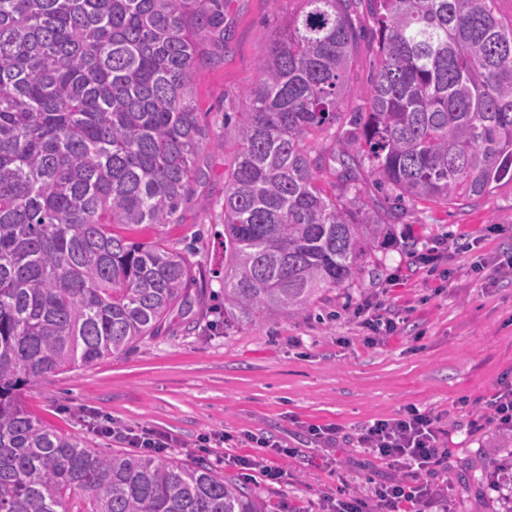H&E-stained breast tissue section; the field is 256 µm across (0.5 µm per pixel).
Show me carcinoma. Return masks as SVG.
Listing matches in <instances>:
<instances>
[{"instance_id": "obj_1", "label": "carcinoma", "mask_w": 512, "mask_h": 512, "mask_svg": "<svg viewBox=\"0 0 512 512\" xmlns=\"http://www.w3.org/2000/svg\"><path fill=\"white\" fill-rule=\"evenodd\" d=\"M294 2L247 111L224 116L226 319L302 314L416 202L512 183V20L495 0H370L368 28L357 0ZM216 34L228 46L224 0H0V512H271L203 461L103 454L19 397L192 313L186 258L120 230L177 223L207 136L191 74ZM363 39L368 106L345 115ZM369 178L383 217L362 207Z\"/></svg>"}]
</instances>
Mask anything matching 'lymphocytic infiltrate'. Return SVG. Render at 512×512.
I'll list each match as a JSON object with an SVG mask.
<instances>
[{
	"label": "lymphocytic infiltrate",
	"instance_id": "lymphocytic-infiltrate-1",
	"mask_svg": "<svg viewBox=\"0 0 512 512\" xmlns=\"http://www.w3.org/2000/svg\"><path fill=\"white\" fill-rule=\"evenodd\" d=\"M355 443L388 461L399 474L376 486L371 497L348 491L328 498L327 512H406L412 505L427 512H448L447 500L428 479L440 463L442 441L436 417L410 407L397 418L363 427Z\"/></svg>",
	"mask_w": 512,
	"mask_h": 512
}]
</instances>
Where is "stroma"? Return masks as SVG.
I'll return each mask as SVG.
<instances>
[{
    "label": "stroma",
    "instance_id": "35a3bbf8",
    "mask_svg": "<svg viewBox=\"0 0 512 512\" xmlns=\"http://www.w3.org/2000/svg\"><path fill=\"white\" fill-rule=\"evenodd\" d=\"M288 9V0H224L228 48L202 60L192 78L209 130L197 158L207 178L183 200L178 223L126 233L187 257L196 314L172 316L130 351L24 387L22 405L107 452L127 444L98 432L100 421L168 433L176 443L166 458L201 457L219 472L225 456L257 455L253 439L274 441L288 453L265 463L282 469L283 480L257 470L247 478L273 512H322L324 498L343 489L371 494L394 470L353 439L363 425L413 406L439 420L445 459L430 480L451 484L456 512H507L483 464L512 465V430L486 410L500 381L512 380L511 184L464 206L418 202L394 237L374 242L349 287L306 313L223 320L219 203L234 150L224 141V115L245 111L244 92ZM367 303L399 313V332L366 343L354 311ZM328 424L341 429L335 441L306 432Z\"/></svg>",
    "mask_w": 512,
    "mask_h": 512
}]
</instances>
